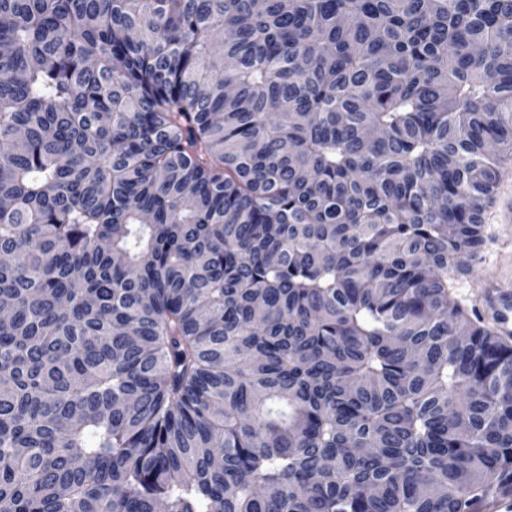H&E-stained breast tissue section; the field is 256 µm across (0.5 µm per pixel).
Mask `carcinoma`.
I'll return each instance as SVG.
<instances>
[{
	"label": "carcinoma",
	"mask_w": 512,
	"mask_h": 512,
	"mask_svg": "<svg viewBox=\"0 0 512 512\" xmlns=\"http://www.w3.org/2000/svg\"><path fill=\"white\" fill-rule=\"evenodd\" d=\"M0 45V512L512 498V343L448 287L512 0H0Z\"/></svg>",
	"instance_id": "1"
}]
</instances>
